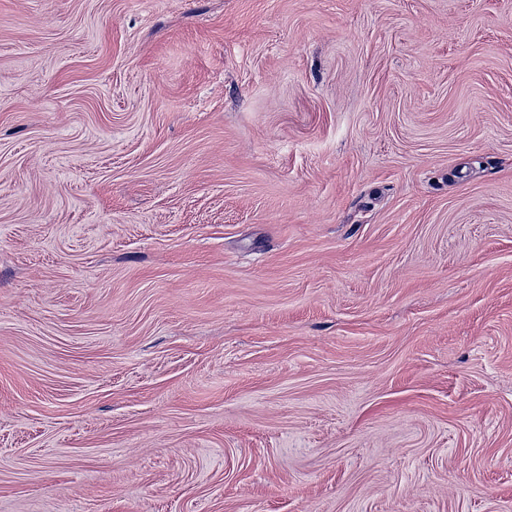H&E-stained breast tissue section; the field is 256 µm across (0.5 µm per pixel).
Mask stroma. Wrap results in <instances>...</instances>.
I'll return each mask as SVG.
<instances>
[{
  "mask_svg": "<svg viewBox=\"0 0 512 512\" xmlns=\"http://www.w3.org/2000/svg\"><path fill=\"white\" fill-rule=\"evenodd\" d=\"M0 512H512V0H0Z\"/></svg>",
  "mask_w": 512,
  "mask_h": 512,
  "instance_id": "stroma-1",
  "label": "stroma"
}]
</instances>
